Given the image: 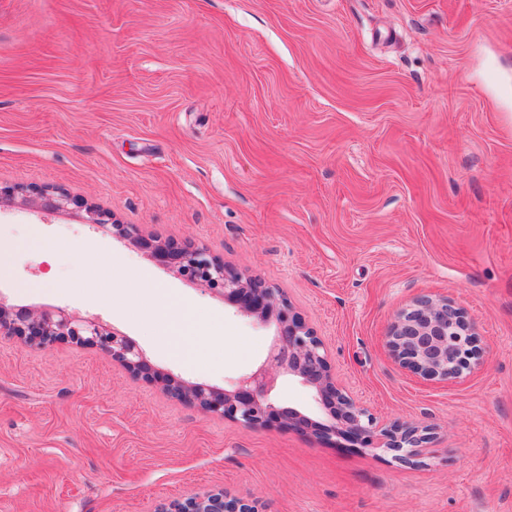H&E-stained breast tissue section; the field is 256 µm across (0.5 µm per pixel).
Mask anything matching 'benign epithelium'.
I'll return each mask as SVG.
<instances>
[{
	"label": "benign epithelium",
	"mask_w": 512,
	"mask_h": 512,
	"mask_svg": "<svg viewBox=\"0 0 512 512\" xmlns=\"http://www.w3.org/2000/svg\"><path fill=\"white\" fill-rule=\"evenodd\" d=\"M40 211L84 210L88 223L111 226L119 236L149 253L160 265L224 300V305L273 328L267 359L239 377L229 389L185 381L153 369L130 337L63 310H38L0 302V335L17 337L25 346L47 349L62 341L94 346L132 377L155 383L167 396L219 415L245 429H290L319 441L339 438L351 448L382 450L394 460L414 463L430 440L428 428L414 423L377 421L336 383L324 344L280 292L260 278H244L224 261L190 239L161 240L141 234L133 224H114L96 207L59 188H0V206L16 199ZM477 325L447 296L421 295L391 322L385 345L401 368L424 380H448L483 363ZM296 378L312 392L325 419L315 420L292 407L276 404L272 392L281 374ZM155 512H266L264 504L213 488L185 500L160 503Z\"/></svg>",
	"instance_id": "benign-epithelium-1"
}]
</instances>
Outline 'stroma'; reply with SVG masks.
I'll list each match as a JSON object with an SVG mask.
<instances>
[{
    "instance_id": "1",
    "label": "stroma",
    "mask_w": 512,
    "mask_h": 512,
    "mask_svg": "<svg viewBox=\"0 0 512 512\" xmlns=\"http://www.w3.org/2000/svg\"><path fill=\"white\" fill-rule=\"evenodd\" d=\"M0 187L60 188L279 288L414 464L161 395L99 350L0 336V512H512V0H0ZM160 288L184 316L148 313ZM448 295L482 366L423 381L394 314ZM0 301L129 336L228 388L272 328L80 209L0 207ZM155 512H266L258 499L244 500L224 488H213L193 495L184 501L172 499L161 502Z\"/></svg>"
}]
</instances>
